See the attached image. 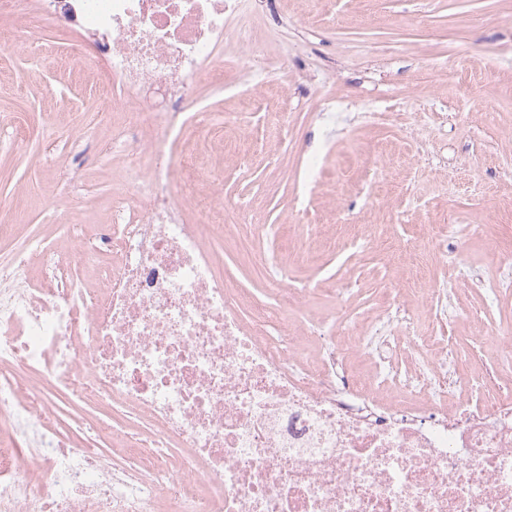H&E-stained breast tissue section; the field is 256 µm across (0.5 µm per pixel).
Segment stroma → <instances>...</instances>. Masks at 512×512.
Listing matches in <instances>:
<instances>
[{
  "mask_svg": "<svg viewBox=\"0 0 512 512\" xmlns=\"http://www.w3.org/2000/svg\"><path fill=\"white\" fill-rule=\"evenodd\" d=\"M16 28L0 16V222L50 238L64 224L111 223L127 164L123 115L94 67L76 65L83 42L45 23L41 47H16ZM224 34V88L198 82L181 136L156 161L191 153L223 168L243 244L216 257L247 298L269 300L271 266L311 288L308 317L351 319L387 289L436 276L477 310L476 324L445 329L463 354L482 356L477 337L512 331V290L483 308L427 239L464 225L448 247L489 276L512 244V0H242ZM255 50L272 69L260 86ZM211 112L237 120L217 135ZM77 128L78 155L64 137ZM364 230L387 253L348 247Z\"/></svg>",
  "mask_w": 512,
  "mask_h": 512,
  "instance_id": "35a3bbf8",
  "label": "stroma"
}]
</instances>
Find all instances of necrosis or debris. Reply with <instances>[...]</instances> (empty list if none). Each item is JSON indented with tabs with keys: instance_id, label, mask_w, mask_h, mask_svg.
Returning a JSON list of instances; mask_svg holds the SVG:
<instances>
[{
	"instance_id": "obj_1",
	"label": "necrosis or debris",
	"mask_w": 512,
	"mask_h": 512,
	"mask_svg": "<svg viewBox=\"0 0 512 512\" xmlns=\"http://www.w3.org/2000/svg\"><path fill=\"white\" fill-rule=\"evenodd\" d=\"M236 0H0L28 42L63 19L128 111L124 206L65 245L0 224V512H512V371L425 335L400 289L356 321H287L307 286L247 304L212 243L236 236L152 156L200 70L224 86ZM201 220L185 223L188 211ZM88 413L62 423L57 396Z\"/></svg>"
}]
</instances>
